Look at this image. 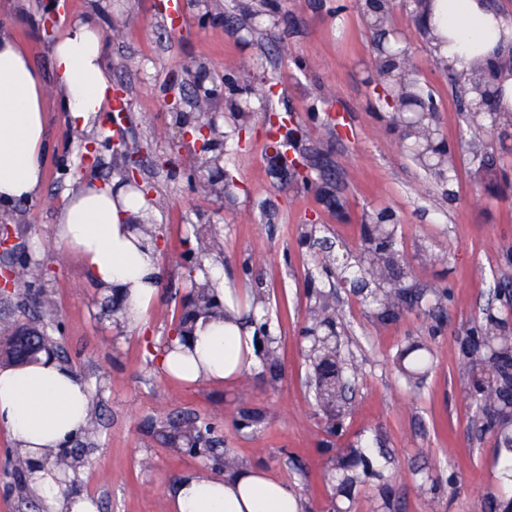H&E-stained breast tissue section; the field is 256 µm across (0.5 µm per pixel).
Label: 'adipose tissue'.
Wrapping results in <instances>:
<instances>
[{"label":"adipose tissue","mask_w":512,"mask_h":512,"mask_svg":"<svg viewBox=\"0 0 512 512\" xmlns=\"http://www.w3.org/2000/svg\"><path fill=\"white\" fill-rule=\"evenodd\" d=\"M428 30H441L444 45L435 51L463 75L498 65L497 81L507 95L499 108L512 112V68L500 61L512 52V15L493 10L488 0H436ZM60 104L70 123L94 128L111 96L103 62V35L91 22L70 25L52 44ZM43 82L28 55L0 34V209L39 197L41 160L47 150ZM144 197L115 181L85 180L66 195L52 230L59 249L75 253L89 278L115 298L131 326L148 325L159 295L163 270L159 251L132 226L145 216ZM217 282L214 313L200 316L186 341H174L161 356V369L184 383L235 381L256 359L252 330L230 321L241 303L237 289L226 287L224 268L214 262ZM91 393L59 359L40 355L23 366L0 368V427L31 463L28 484L44 512H97L86 497H63L53 466L56 456L83 434L89 422ZM170 512H301L288 485L258 468L222 475L188 474L169 493Z\"/></svg>","instance_id":"ef3b65f1"}]
</instances>
